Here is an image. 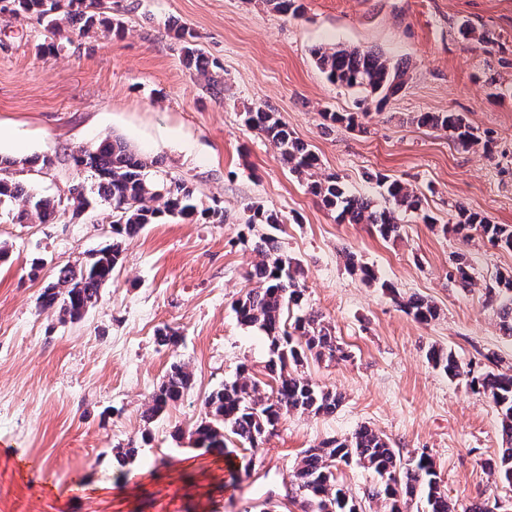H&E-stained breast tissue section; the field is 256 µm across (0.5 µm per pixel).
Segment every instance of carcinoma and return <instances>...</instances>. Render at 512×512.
Masks as SVG:
<instances>
[{
  "label": "carcinoma",
  "instance_id": "cac0c4a2",
  "mask_svg": "<svg viewBox=\"0 0 512 512\" xmlns=\"http://www.w3.org/2000/svg\"><path fill=\"white\" fill-rule=\"evenodd\" d=\"M0 18L30 22L59 37L65 31L79 35L98 28L123 31L120 23L112 21L107 0H0ZM175 33L186 65L204 81L212 98H223L220 64L196 48L195 32L180 25ZM313 56L330 82L379 94L383 101L397 95L406 85L408 63L394 64L373 50L318 46L313 49ZM414 120L420 126L448 132L454 143L465 150L479 142V137L457 112H421ZM244 122L276 146L292 172L308 176L310 192L326 209L336 213L340 223L370 224L381 238L390 240L401 236L398 213L422 210L421 196L384 175H375V180L383 188L385 207L349 193L337 175L318 177V158L309 146L295 137L274 113L260 106L249 109ZM71 160L78 170L94 176L98 195L115 208L111 214L113 238L111 244L93 253L86 265L64 268L44 286L39 295L43 309L57 308L71 320L81 319L101 299V289L112 279L123 246L137 238L148 224H155L163 217L192 220L196 216L211 224L224 223V211L220 208L197 210L193 191L185 183L175 179L160 182L148 179L147 162L118 137H106L89 147H81L72 153ZM38 161L46 167L53 164L47 156L31 161L0 159V207L10 206L11 222L47 224L59 219L69 208L76 213L84 211L88 206L84 186L76 184L69 189L68 196L56 199L31 192L17 177L19 166ZM247 223L274 227L280 219L257 207ZM452 230L465 240L475 230L491 245L512 249V226L492 224L462 205L457 206V222ZM254 251L259 261L248 277L257 280L260 287L238 298L234 311L240 324L259 328L269 340L270 357L265 364L268 381L257 379L243 364L234 380L205 397L204 417L194 423L190 435L198 447L220 454L235 442L256 450L288 414L331 415L342 402L340 394L322 389L300 370L310 358L330 361L347 358L345 349L322 316L303 310L305 289L301 267L281 253L278 241L270 235L260 236L254 243ZM470 269L468 255L459 252L449 277L461 288H471L474 282ZM485 290L489 300L496 303L500 330L512 336V276L496 274ZM403 306L421 322L437 316L436 307L417 296L409 297ZM430 359L449 379L465 377L474 392L490 399L497 408L503 446L490 472L511 485L512 373L495 369L497 358L493 355L486 356L489 365L479 370L463 364L452 351L442 348L432 350ZM190 384L191 373L187 368L177 362L170 364L145 404L143 420L151 421L177 404ZM262 386L270 389L269 395H261ZM352 463L377 477L369 496L382 501L385 512H408L409 502L415 498L425 503L424 512H455L440 489L429 456L422 454L414 462L404 463L388 439L367 425L357 427L345 438L305 449L291 478L294 490L291 499L301 500L303 512H359L360 506L336 482L335 476L338 465Z\"/></svg>",
  "mask_w": 512,
  "mask_h": 512
}]
</instances>
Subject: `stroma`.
<instances>
[{
    "instance_id": "stroma-1",
    "label": "stroma",
    "mask_w": 512,
    "mask_h": 512,
    "mask_svg": "<svg viewBox=\"0 0 512 512\" xmlns=\"http://www.w3.org/2000/svg\"><path fill=\"white\" fill-rule=\"evenodd\" d=\"M123 34L97 32L40 54V27L0 21V155H48L23 172L35 192L66 196L93 187L71 154L105 136L154 160L160 176L183 180L199 207L220 204L224 221L164 220L129 243L81 319L41 309L38 297L63 267L84 265L112 241L100 198L53 224H13L0 215V512H302L288 493L304 449L366 424L402 460L429 455L456 512L475 501L512 512V484L485 467L502 446L498 412L465 380L428 360L452 350L476 367L496 354L512 368V338L487 304L485 283L512 274V250L450 226L457 205L512 226V0H299V16L262 0H110ZM179 22L224 69V98L209 96L169 34ZM371 49L410 65L404 89L387 101L329 83L312 48ZM357 126L322 125V112H353ZM274 112L319 158L320 174L384 205L377 174L404 182L432 223L405 215L401 235L382 239L369 224H340L290 172L277 148L245 126L243 113ZM421 112H458L482 145L459 148L446 131L418 126ZM278 213L277 230L248 227L256 207ZM275 233L304 271L307 304L322 313L349 357L310 361L320 387L342 393L336 413L293 414L258 453L235 448V471L194 447L202 401L241 363L262 374L265 334L241 325L234 302L255 281L259 235ZM473 258V288L448 277L457 252ZM373 267L368 284L345 267L346 253ZM39 256V277L29 262ZM434 304L420 322L399 306ZM177 329L175 347L157 344ZM185 363L192 386L152 423L141 413L169 365ZM139 454L117 479L113 450Z\"/></svg>"
}]
</instances>
